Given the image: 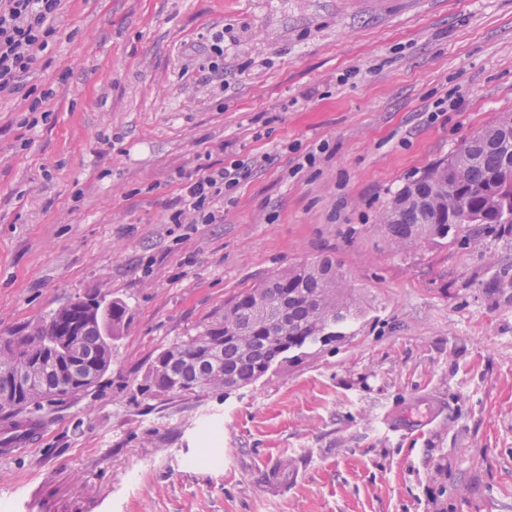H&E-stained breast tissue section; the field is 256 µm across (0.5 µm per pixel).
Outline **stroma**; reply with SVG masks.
I'll return each mask as SVG.
<instances>
[{
  "instance_id": "1",
  "label": "stroma",
  "mask_w": 512,
  "mask_h": 512,
  "mask_svg": "<svg viewBox=\"0 0 512 512\" xmlns=\"http://www.w3.org/2000/svg\"><path fill=\"white\" fill-rule=\"evenodd\" d=\"M55 27L0 96V339L87 296L126 324L98 386L0 453V512H512V233L377 229L512 113V0H63ZM234 160L215 223H170ZM322 256L362 309L334 349L225 396L140 393L225 301Z\"/></svg>"
}]
</instances>
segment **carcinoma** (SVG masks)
Listing matches in <instances>:
<instances>
[{
  "label": "carcinoma",
  "mask_w": 512,
  "mask_h": 512,
  "mask_svg": "<svg viewBox=\"0 0 512 512\" xmlns=\"http://www.w3.org/2000/svg\"><path fill=\"white\" fill-rule=\"evenodd\" d=\"M512 226V114L475 134L450 159L396 193L379 231L388 244L411 247L477 239ZM340 260L323 256L273 273L224 303L191 340L162 350L140 383L150 397L202 399L243 388L271 363H300L346 336L358 311ZM288 311L279 317L281 304ZM115 300L89 313L71 301L25 336L0 343V417L9 448L32 431L47 406L96 387L112 363L111 337L125 327ZM76 328L79 352L57 343L56 329Z\"/></svg>",
  "instance_id": "cac0c4a2"
}]
</instances>
